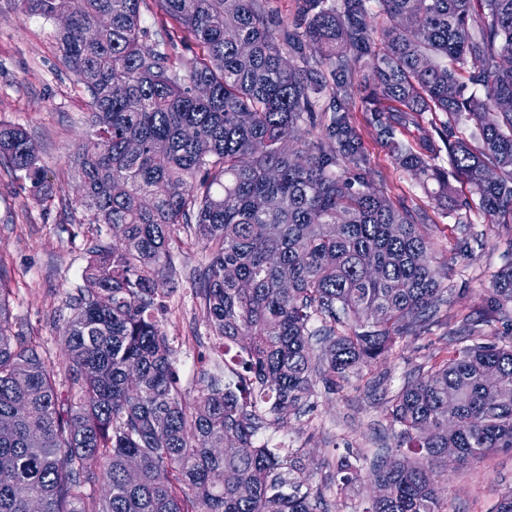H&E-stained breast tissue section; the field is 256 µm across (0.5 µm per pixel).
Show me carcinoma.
<instances>
[{
  "mask_svg": "<svg viewBox=\"0 0 512 512\" xmlns=\"http://www.w3.org/2000/svg\"><path fill=\"white\" fill-rule=\"evenodd\" d=\"M146 2L22 0L46 21L69 19L62 61L90 97L97 146L70 160V221L105 226L124 245L92 251L59 368L37 337L13 332L0 270V417L27 408L0 430V512H27L32 498L44 512H331L302 491L298 453L256 442L258 430L304 413L319 384L336 392L398 338L429 331L448 305L418 216L365 180L351 76L369 71L379 136L460 223L476 209L512 224V65L502 64L512 60V0H302L304 26L279 29L270 0H154L151 29ZM93 22L98 41L86 44ZM199 83L208 95H196ZM318 111L319 134L301 139ZM427 112L446 120L415 146L395 138V126ZM30 143L0 122V163L46 206L54 185ZM443 149L449 172L432 164ZM197 240L209 259L197 282L205 318L241 356L236 379L207 382L189 407L160 312L172 253ZM104 292L108 307L97 302ZM484 304L507 315L512 260ZM468 340L386 409L397 450L376 454L369 474L392 495L357 512H442L448 449H459L455 466L512 449V345L474 329ZM332 468L341 487L359 480L347 457ZM217 471L251 495L215 483ZM96 482L105 495L86 491Z\"/></svg>",
  "mask_w": 512,
  "mask_h": 512,
  "instance_id": "cac0c4a2",
  "label": "carcinoma"
}]
</instances>
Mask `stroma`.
I'll return each instance as SVG.
<instances>
[{"instance_id": "obj_1", "label": "stroma", "mask_w": 512, "mask_h": 512, "mask_svg": "<svg viewBox=\"0 0 512 512\" xmlns=\"http://www.w3.org/2000/svg\"><path fill=\"white\" fill-rule=\"evenodd\" d=\"M354 96L349 117L366 147V177L391 200L420 214L418 229L432 245L433 265L449 293L442 318L430 333L399 338L392 353L363 367L343 389L318 391L305 415L288 416L259 432L260 440L298 451L308 473L306 489L324 490L332 512H354L371 485L364 480L345 489L330 487L325 461L395 447L384 410L408 378L457 346L467 323H478L484 341L512 342V319L489 315L481 303L493 275L506 262L512 226L487 223L475 211L468 225L459 224L457 214L436 200L432 187L396 165L365 110L362 91ZM89 112L87 93L61 62L54 23L28 13L20 0H0V121L27 130L57 196L51 208H44L22 181L0 166V266L13 288L9 313L14 332L38 337L55 362L64 352L70 302L83 285L90 250L113 243L109 232L96 236L72 224L60 205L72 195L74 171L68 161L77 148L91 142ZM207 262L199 243L174 252L163 315L164 331L176 350L179 385L189 404L205 376H229L232 366L193 290ZM440 481L445 512H493L512 490V450L492 451L471 466L449 467Z\"/></svg>"}]
</instances>
